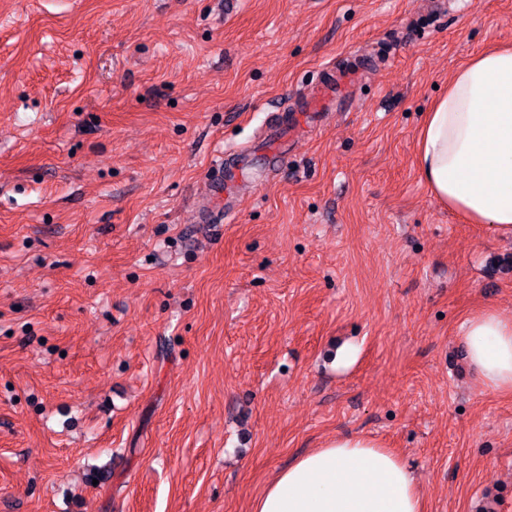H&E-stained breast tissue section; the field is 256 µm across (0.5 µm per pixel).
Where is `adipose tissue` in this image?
Returning a JSON list of instances; mask_svg holds the SVG:
<instances>
[{
    "label": "adipose tissue",
    "mask_w": 512,
    "mask_h": 512,
    "mask_svg": "<svg viewBox=\"0 0 512 512\" xmlns=\"http://www.w3.org/2000/svg\"><path fill=\"white\" fill-rule=\"evenodd\" d=\"M422 177L442 204L512 238V49L481 53L427 112ZM482 389L512 394V314L487 307L460 327ZM253 512H427L416 477L375 440L336 436L278 471Z\"/></svg>",
    "instance_id": "obj_1"
}]
</instances>
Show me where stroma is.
Listing matches in <instances>:
<instances>
[{
	"label": "stroma",
	"mask_w": 512,
	"mask_h": 512,
	"mask_svg": "<svg viewBox=\"0 0 512 512\" xmlns=\"http://www.w3.org/2000/svg\"><path fill=\"white\" fill-rule=\"evenodd\" d=\"M512 0H0V512H251L338 435L427 512H512L459 329L512 239L432 196L426 112ZM366 62L278 170L273 107ZM264 174L232 222L215 157Z\"/></svg>",
	"instance_id": "stroma-1"
}]
</instances>
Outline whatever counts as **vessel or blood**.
Masks as SVG:
<instances>
[{
	"label": "vessel or blood",
	"mask_w": 512,
	"mask_h": 512,
	"mask_svg": "<svg viewBox=\"0 0 512 512\" xmlns=\"http://www.w3.org/2000/svg\"><path fill=\"white\" fill-rule=\"evenodd\" d=\"M359 78L358 71L350 70L337 77H329L310 93L298 99L291 115L276 111L269 115L264 136L269 147L266 153L268 167L278 169L284 164L289 150L286 137L288 133L301 132L309 113L329 112L335 110L337 103L347 101L351 90ZM248 155H241L236 164L217 165L219 177L211 185L213 197L223 198L225 220L234 219L237 201L240 195V177L249 165Z\"/></svg>",
	"instance_id": "obj_1"
}]
</instances>
